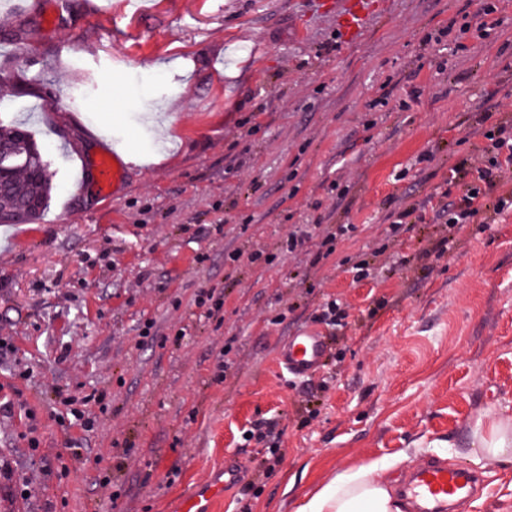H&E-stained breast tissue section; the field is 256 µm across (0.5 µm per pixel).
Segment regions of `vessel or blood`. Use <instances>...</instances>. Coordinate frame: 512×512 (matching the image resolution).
<instances>
[{"mask_svg": "<svg viewBox=\"0 0 512 512\" xmlns=\"http://www.w3.org/2000/svg\"><path fill=\"white\" fill-rule=\"evenodd\" d=\"M337 26L344 39L357 37L362 29L364 0H336ZM94 184L100 195H109L121 184L125 169L117 150L101 154L94 163ZM327 353V340L314 331L291 337L281 352V360L290 374L306 377L316 372ZM239 466L235 459L224 463V480L187 496L180 512H212L213 503L224 494L227 484L236 481ZM476 477L463 467L450 468L429 459L411 470L399 493L409 512H448L449 504L470 498Z\"/></svg>", "mask_w": 512, "mask_h": 512, "instance_id": "b4317fda", "label": "vessel or blood"}]
</instances>
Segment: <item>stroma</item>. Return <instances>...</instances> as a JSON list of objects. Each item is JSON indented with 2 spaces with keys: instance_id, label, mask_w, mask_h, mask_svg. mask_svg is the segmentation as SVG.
Segmentation results:
<instances>
[{
  "instance_id": "1",
  "label": "stroma",
  "mask_w": 512,
  "mask_h": 512,
  "mask_svg": "<svg viewBox=\"0 0 512 512\" xmlns=\"http://www.w3.org/2000/svg\"><path fill=\"white\" fill-rule=\"evenodd\" d=\"M335 2L0 0V97L56 185L0 225V512H177L231 457L213 512H297L339 469L384 460L397 483L430 458L479 474L460 512H512V463L471 446L479 416L512 419V212L454 232L432 212L480 115L512 120V0L457 53L441 39L480 0H371L353 46ZM114 135L126 178L102 197ZM329 302L344 326L319 321ZM306 328L334 344L296 378L280 351ZM95 389L87 435L61 398ZM259 426L280 454L247 440Z\"/></svg>"
}]
</instances>
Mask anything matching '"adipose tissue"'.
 Listing matches in <instances>:
<instances>
[{
	"label": "adipose tissue",
	"mask_w": 512,
	"mask_h": 512,
	"mask_svg": "<svg viewBox=\"0 0 512 512\" xmlns=\"http://www.w3.org/2000/svg\"><path fill=\"white\" fill-rule=\"evenodd\" d=\"M474 448L485 459L512 458V426L500 421H477ZM388 463L372 461L341 469L298 512H404L389 489Z\"/></svg>",
	"instance_id": "adipose-tissue-1"
}]
</instances>
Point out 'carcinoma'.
I'll list each match as a JSON object with an SVG mask.
<instances>
[{
  "label": "carcinoma",
  "instance_id": "carcinoma-1",
  "mask_svg": "<svg viewBox=\"0 0 512 512\" xmlns=\"http://www.w3.org/2000/svg\"><path fill=\"white\" fill-rule=\"evenodd\" d=\"M52 163L42 153L34 135L21 123L0 121V169L8 178L0 193V210L15 211L20 203L34 198L39 206L25 212L29 221L37 220L46 209L54 189Z\"/></svg>",
  "mask_w": 512,
  "mask_h": 512
}]
</instances>
